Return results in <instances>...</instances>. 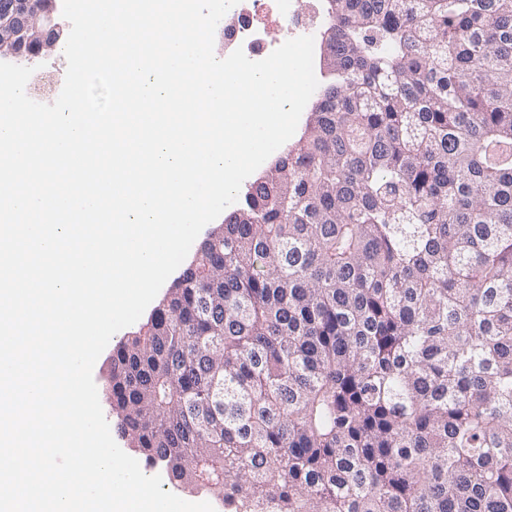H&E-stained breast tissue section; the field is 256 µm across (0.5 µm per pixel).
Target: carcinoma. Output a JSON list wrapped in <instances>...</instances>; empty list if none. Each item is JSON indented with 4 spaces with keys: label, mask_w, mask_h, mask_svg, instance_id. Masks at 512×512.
Here are the masks:
<instances>
[{
    "label": "carcinoma",
    "mask_w": 512,
    "mask_h": 512,
    "mask_svg": "<svg viewBox=\"0 0 512 512\" xmlns=\"http://www.w3.org/2000/svg\"><path fill=\"white\" fill-rule=\"evenodd\" d=\"M305 129L112 350L226 512H512V0H324Z\"/></svg>",
    "instance_id": "cac0c4a2"
}]
</instances>
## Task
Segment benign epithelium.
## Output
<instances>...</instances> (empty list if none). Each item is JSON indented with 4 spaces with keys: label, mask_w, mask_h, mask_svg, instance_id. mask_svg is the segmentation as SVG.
Listing matches in <instances>:
<instances>
[{
    "label": "benign epithelium",
    "mask_w": 512,
    "mask_h": 512,
    "mask_svg": "<svg viewBox=\"0 0 512 512\" xmlns=\"http://www.w3.org/2000/svg\"><path fill=\"white\" fill-rule=\"evenodd\" d=\"M63 36L53 23V0H0V58L18 57L30 45L48 55Z\"/></svg>",
    "instance_id": "benign-epithelium-1"
}]
</instances>
